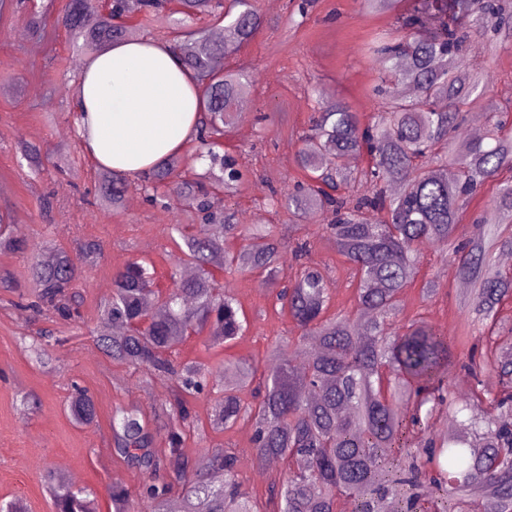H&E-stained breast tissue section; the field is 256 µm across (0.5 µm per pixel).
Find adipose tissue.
Segmentation results:
<instances>
[{"label": "adipose tissue", "instance_id": "adipose-tissue-1", "mask_svg": "<svg viewBox=\"0 0 512 512\" xmlns=\"http://www.w3.org/2000/svg\"><path fill=\"white\" fill-rule=\"evenodd\" d=\"M83 146L100 166L141 175L197 135L198 93L168 45L146 38L88 58L77 79Z\"/></svg>", "mask_w": 512, "mask_h": 512}]
</instances>
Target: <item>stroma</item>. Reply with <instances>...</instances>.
Here are the masks:
<instances>
[{
  "label": "stroma",
  "instance_id": "stroma-1",
  "mask_svg": "<svg viewBox=\"0 0 512 512\" xmlns=\"http://www.w3.org/2000/svg\"><path fill=\"white\" fill-rule=\"evenodd\" d=\"M299 2L277 0L272 5L257 0L266 25L227 61L253 80L245 117L226 130L220 146L221 151L244 156L251 171L229 201L241 224L287 223V213L271 209L265 200L274 192H292L304 179L296 155L316 93L338 97L356 112L378 109L373 92L377 69L365 46L381 32H396L394 17L368 13L360 0H312L302 16ZM29 18L18 0L0 6V215L8 218L13 235L28 245L24 252H0V500L18 498L28 512H53L41 472L63 465L75 475L77 486L95 492L98 512H112V484L135 492L144 483L142 471L112 455V409L126 404L152 412L167 387L160 382L153 394H146L142 371L112 362L96 347L93 330L100 308L112 296L117 273L130 261L150 263L160 284H167L178 254L171 226L185 221L187 214L168 213L166 204L149 203L140 195L116 212L96 204L98 166L75 135L73 81L86 55L73 45L55 15H48L40 36L33 34ZM29 143L42 149L41 171L31 170L17 151ZM49 239L65 252L72 251L78 239L102 247L95 263L78 269L75 285L82 303L76 326L38 315L29 305L31 254ZM419 277L437 281L442 289L425 301L418 285L408 286L400 322L420 315L448 335H460L464 321L451 264L441 261L435 249H425ZM224 287L237 295L249 315V332L226 349H209L202 338H189L178 346L180 358L205 363L259 358L281 337L293 335L288 318L263 317L269 290L260 277L228 274ZM41 330L57 338L47 365L35 361L27 343ZM73 382L94 401L92 424H74L67 415ZM25 393L39 400L33 412L20 410ZM251 436V426L241 423L230 433L209 437L206 446L224 443L244 450L239 479L248 491L262 492L278 469L255 463L249 453Z\"/></svg>",
  "mask_w": 512,
  "mask_h": 512
}]
</instances>
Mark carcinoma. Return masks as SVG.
Returning <instances> with one entry per match:
<instances>
[{
	"label": "carcinoma",
	"mask_w": 512,
	"mask_h": 512,
	"mask_svg": "<svg viewBox=\"0 0 512 512\" xmlns=\"http://www.w3.org/2000/svg\"><path fill=\"white\" fill-rule=\"evenodd\" d=\"M363 9L396 14L403 34L371 43L378 69L377 92L395 85L404 92L380 101L362 116L343 101L318 94L311 128L302 134L297 164L307 176L299 191L276 199L296 221L314 213L322 235L336 244V265L345 278L304 262L311 240L296 243V275L273 289V304L288 315L298 336L275 343L262 359L213 364L171 359L174 346L206 334L209 345L229 346L248 330L242 304L217 291L220 272H249L275 283L283 246L269 225L238 224L219 206L216 191L229 195L244 165L215 150L224 128L244 117L240 102L251 80L224 64L252 40L264 19L251 0L224 11L220 0H180L174 18L169 0H144L140 14L171 45L199 93L202 173L182 169L176 156L160 161L143 178L120 170L98 172L100 204L117 210L133 191L151 201L163 188L196 201L199 224H176L184 248L159 288L147 265L131 262L113 282L112 299L96 330L97 347L112 361L143 366L174 383L166 438L182 455L206 429L253 427L258 461L279 458L284 471L271 483L263 509L238 480L239 451L210 448L206 472L182 463L169 471L155 450L156 431L138 407L112 409V451L139 467L146 482L137 494L110 487L113 512H338L342 498L355 512H512V350L500 326L512 309V274L496 264L512 252V114L496 112L487 97L488 71L472 58L512 45V0H415L407 13L399 0H362ZM89 0H68L57 21L85 53L95 55L129 37V27L98 16L90 22ZM224 15V39L208 26L183 28ZM359 152L368 165L352 169ZM492 186L489 208L467 220L471 202ZM432 246L455 265L467 288L462 308L467 330L450 336L418 317L398 324L400 294L416 279L422 251ZM25 249L0 218V251ZM102 251L95 241L75 255L44 252L31 267L39 304L72 318V285L78 263ZM183 264L195 267L191 278ZM350 307H336L339 282ZM474 338L468 352L458 350ZM493 370L499 388H485ZM471 380L458 397L453 379ZM215 394L208 424L191 413L203 395ZM70 418L88 425L93 399L80 388L70 397ZM452 421L448 430L438 424ZM42 483L54 512H97L93 492L61 485L50 470Z\"/></svg>",
	"instance_id": "obj_1"
}]
</instances>
